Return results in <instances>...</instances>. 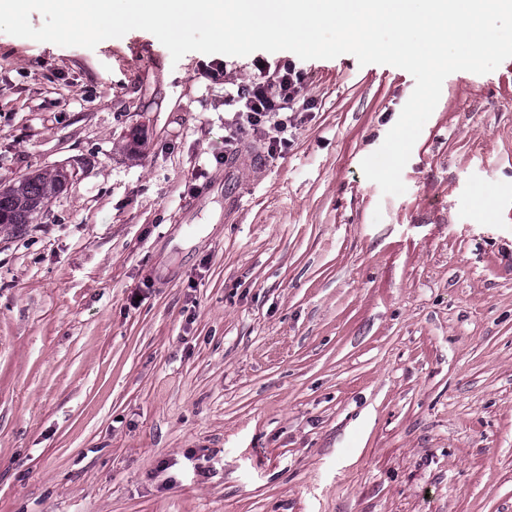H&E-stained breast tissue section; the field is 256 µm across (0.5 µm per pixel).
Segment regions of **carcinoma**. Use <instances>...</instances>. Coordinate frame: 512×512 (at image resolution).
Wrapping results in <instances>:
<instances>
[{
  "mask_svg": "<svg viewBox=\"0 0 512 512\" xmlns=\"http://www.w3.org/2000/svg\"><path fill=\"white\" fill-rule=\"evenodd\" d=\"M63 173H38L0 192V224H31L45 200L62 186Z\"/></svg>",
  "mask_w": 512,
  "mask_h": 512,
  "instance_id": "obj_1",
  "label": "carcinoma"
}]
</instances>
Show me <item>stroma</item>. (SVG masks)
<instances>
[{
  "instance_id": "35a3bbf8",
  "label": "stroma",
  "mask_w": 512,
  "mask_h": 512,
  "mask_svg": "<svg viewBox=\"0 0 512 512\" xmlns=\"http://www.w3.org/2000/svg\"><path fill=\"white\" fill-rule=\"evenodd\" d=\"M260 59L313 108L228 180ZM414 87L0 33V190L68 175L0 225V512H512V59L444 80L386 196L361 162Z\"/></svg>"
}]
</instances>
